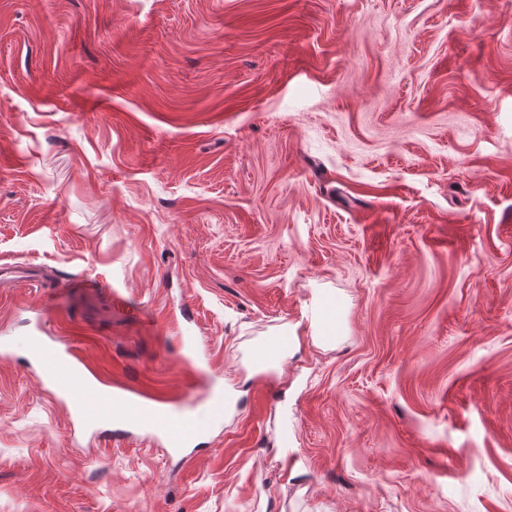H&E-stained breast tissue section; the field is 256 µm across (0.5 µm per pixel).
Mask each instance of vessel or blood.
Here are the masks:
<instances>
[{
  "mask_svg": "<svg viewBox=\"0 0 512 512\" xmlns=\"http://www.w3.org/2000/svg\"><path fill=\"white\" fill-rule=\"evenodd\" d=\"M288 336L277 334L258 345L251 354L256 366H263L275 355L287 350ZM33 358L44 365L45 378L56 385L74 409L82 432L102 434L108 423H116L122 432L144 431L160 435L166 447L181 448L187 442L206 436L214 422L224 417V399L208 392L201 407L173 405L155 399L143 402L122 387H113L111 394L101 397L96 406L83 400L92 388L85 378L82 365L74 354L50 344L44 336H34L30 348Z\"/></svg>",
  "mask_w": 512,
  "mask_h": 512,
  "instance_id": "1",
  "label": "vessel or blood"
}]
</instances>
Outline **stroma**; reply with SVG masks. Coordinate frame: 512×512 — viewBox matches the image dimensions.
<instances>
[{"label": "stroma", "instance_id": "35a3bbf8", "mask_svg": "<svg viewBox=\"0 0 512 512\" xmlns=\"http://www.w3.org/2000/svg\"><path fill=\"white\" fill-rule=\"evenodd\" d=\"M3 264L0 512H512V0H0ZM40 319L234 407L91 440ZM289 344L290 339L287 335L271 336L252 351L251 362L257 367H261L275 355L287 350Z\"/></svg>", "mask_w": 512, "mask_h": 512}]
</instances>
